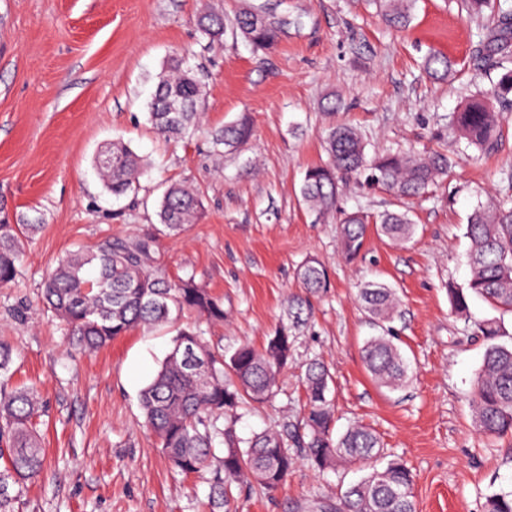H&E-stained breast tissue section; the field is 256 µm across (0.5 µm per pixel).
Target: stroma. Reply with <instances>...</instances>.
Returning <instances> with one entry per match:
<instances>
[{
	"instance_id": "stroma-1",
	"label": "stroma",
	"mask_w": 512,
	"mask_h": 512,
	"mask_svg": "<svg viewBox=\"0 0 512 512\" xmlns=\"http://www.w3.org/2000/svg\"><path fill=\"white\" fill-rule=\"evenodd\" d=\"M240 0H0V209L10 223L39 230L23 248L17 282L0 288V342L14 349L12 381L35 384L46 403L37 426L47 454L43 474L11 488L12 512H209L205 479L174 471L143 426L139 393L172 347L175 326L139 328L95 353L69 349L41 298L47 274L69 252L107 236L156 232L166 187L190 181L202 193L195 224L159 239L171 279H194L224 304V319L197 324L208 344L262 347L277 328L293 336V359L267 403L242 410L248 438L300 421L305 365L333 376L334 432L355 424L380 439V459L318 472L306 463L278 490L244 484L237 512H319L398 456L415 474L417 512H482L487 496L512 489V436H487L472 421L474 382L487 346L472 323L501 322L512 344V310L472 297L469 317L452 312L449 283L466 284L468 217L478 198L503 196L500 171L512 167V111H502L498 149L478 156L449 136L448 120L476 88L471 54L485 36L457 0H417L409 27H387L372 0H278L277 12L303 17L272 52L225 36L202 40L195 18L207 5L233 15ZM455 63L447 80L424 69L430 51ZM186 61L203 86L200 126L180 142L148 121L166 59ZM336 94L330 116L319 103ZM248 114L253 131L237 150L218 152L214 130ZM362 134L368 153L439 151L454 165L427 194L402 199L348 181L339 212L374 217L408 212L413 237L396 244L369 231L345 259L337 221L322 222L300 197L305 170L326 159L332 123ZM122 140L148 162L138 195L115 197L94 169L96 155ZM310 258L331 286L309 296L301 321L288 301ZM395 289L390 330L410 363L402 388L378 385L363 360L381 334L359 292Z\"/></svg>"
}]
</instances>
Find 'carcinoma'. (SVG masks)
Returning a JSON list of instances; mask_svg holds the SVG:
<instances>
[{"label": "carcinoma", "mask_w": 512, "mask_h": 512, "mask_svg": "<svg viewBox=\"0 0 512 512\" xmlns=\"http://www.w3.org/2000/svg\"><path fill=\"white\" fill-rule=\"evenodd\" d=\"M416 0H377L382 19L393 27L407 26ZM470 17L486 23L487 40L475 46L471 61L479 76L496 72L491 86L454 113L450 129L480 152L496 151L497 108L512 107V4L508 0H462ZM301 17L269 13L243 0L234 16L209 10L196 19L200 34L214 47L224 35L242 37L257 52L272 49L280 35ZM425 68L438 80L452 73V64L438 52L430 53ZM202 87L181 60L171 59L148 102V120L170 140L182 138L199 121L197 103ZM251 135L243 115L212 133L215 146L234 148ZM327 160L305 171L300 196L309 210L327 219L336 212L339 177L367 175L369 182L407 198L425 193L437 176L451 167L440 153L415 155L386 153L368 157L362 135L352 126L331 127L326 136ZM104 186L116 196L137 189L145 171L144 159L120 140L96 158ZM512 196L478 203L469 217L471 276L465 287L448 285L452 310L464 314L468 299L476 295L512 310ZM202 205L200 191L187 181L171 184L156 215L168 235L180 234L194 222ZM341 248L345 258L356 257L365 244L367 217L350 213L341 220ZM379 229L393 241L409 240L414 224L406 212H387L376 219ZM38 224H10L0 219V288L18 275L23 241ZM158 239L106 238L91 251L70 253L60 259L45 282L44 301L63 323L71 343L96 351L131 330L165 323L174 311L188 310L212 321L224 320V307L194 280L173 283L157 266ZM301 287L317 293L329 287L327 269L316 260L299 269ZM365 309L378 322L393 317L398 299L384 285H368L360 292ZM478 333L491 341L477 374L472 399L473 421L487 435L512 433V346L495 343L501 323L492 318L476 323ZM291 340L281 328L267 337L261 349L248 343L231 354L212 350L194 327L180 329L153 380L141 391L140 406L147 428L160 442L172 467L184 474L209 473L212 512H236L235 492L253 480L274 491L288 479L300 460L314 470L336 461H363L381 454L375 432L356 424L333 438V407L328 399L332 375L324 363L313 361L305 370L306 413L294 433L273 429L237 436L234 423L246 404L265 403L277 390L280 374L288 366ZM367 371L380 385L395 388L408 380V364L394 337L381 334L363 348ZM12 350L0 344V457L8 465L0 470V512H8L9 487L38 477L45 469V452L33 419L43 411L35 387L14 388L6 378ZM223 455L215 454V443ZM414 474L402 460H391L349 487L326 512H416ZM484 512H512V491L487 497Z\"/></svg>", "instance_id": "cac0c4a2"}]
</instances>
